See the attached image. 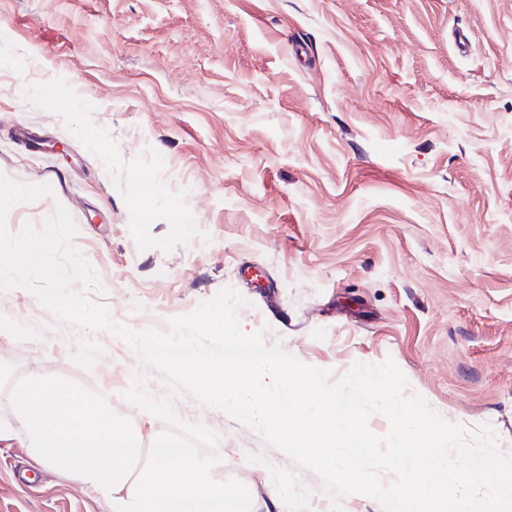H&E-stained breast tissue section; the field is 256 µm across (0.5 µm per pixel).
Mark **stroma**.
<instances>
[{"instance_id": "1", "label": "stroma", "mask_w": 512, "mask_h": 512, "mask_svg": "<svg viewBox=\"0 0 512 512\" xmlns=\"http://www.w3.org/2000/svg\"><path fill=\"white\" fill-rule=\"evenodd\" d=\"M20 123L64 153L31 154ZM0 173L51 186L6 229L64 207L113 322L166 332L229 288L244 332L334 381L393 359L409 393L512 455V0H0ZM138 177L157 190L148 223ZM80 336L0 290V386L49 371L105 391L145 445L172 431L124 397L138 374L169 395L163 374L103 330L82 368ZM172 398L180 422L218 435L255 512H330L312 469ZM0 512L103 507L14 439Z\"/></svg>"}]
</instances>
